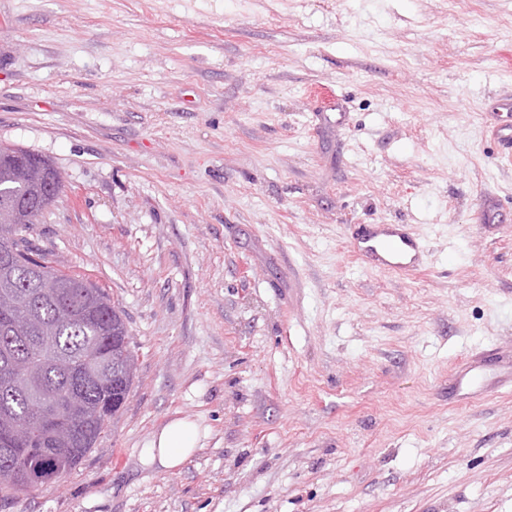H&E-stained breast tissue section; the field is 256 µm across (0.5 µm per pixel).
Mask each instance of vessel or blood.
<instances>
[{
	"mask_svg": "<svg viewBox=\"0 0 512 512\" xmlns=\"http://www.w3.org/2000/svg\"><path fill=\"white\" fill-rule=\"evenodd\" d=\"M352 239L356 253L376 267L409 272L423 263V246L404 225L360 224ZM455 387L473 398L511 389L512 358L488 352L469 360L460 369Z\"/></svg>",
	"mask_w": 512,
	"mask_h": 512,
	"instance_id": "b4317fda",
	"label": "vessel or blood"
}]
</instances>
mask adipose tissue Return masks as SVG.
Segmentation results:
<instances>
[{"instance_id": "ef3b65f1", "label": "adipose tissue", "mask_w": 512, "mask_h": 512, "mask_svg": "<svg viewBox=\"0 0 512 512\" xmlns=\"http://www.w3.org/2000/svg\"><path fill=\"white\" fill-rule=\"evenodd\" d=\"M199 429L196 422L175 418L156 432L140 455L142 466H160L166 470L180 467L196 450Z\"/></svg>"}]
</instances>
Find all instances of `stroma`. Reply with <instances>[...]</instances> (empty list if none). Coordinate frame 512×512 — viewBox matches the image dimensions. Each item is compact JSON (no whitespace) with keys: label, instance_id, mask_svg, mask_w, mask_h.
<instances>
[{"label":"stroma","instance_id":"stroma-1","mask_svg":"<svg viewBox=\"0 0 512 512\" xmlns=\"http://www.w3.org/2000/svg\"><path fill=\"white\" fill-rule=\"evenodd\" d=\"M506 97L512 0H0V143L64 181L32 239L138 354L97 447L0 512H512V390L448 396L512 355ZM174 418L197 450L142 467ZM352 239L356 253L376 267L409 272L423 264V246L403 224H357Z\"/></svg>","mask_w":512,"mask_h":512}]
</instances>
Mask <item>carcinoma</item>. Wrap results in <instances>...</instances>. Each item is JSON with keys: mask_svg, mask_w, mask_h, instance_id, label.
Wrapping results in <instances>:
<instances>
[{"mask_svg": "<svg viewBox=\"0 0 512 512\" xmlns=\"http://www.w3.org/2000/svg\"><path fill=\"white\" fill-rule=\"evenodd\" d=\"M0 144V206L22 202L26 224L0 226V286L17 297L0 312V500L29 493L76 468L123 408L134 365L123 310L84 276L53 267L29 235L44 209V188L15 171ZM56 170L46 157L24 151Z\"/></svg>", "mask_w": 512, "mask_h": 512, "instance_id": "1", "label": "carcinoma"}]
</instances>
